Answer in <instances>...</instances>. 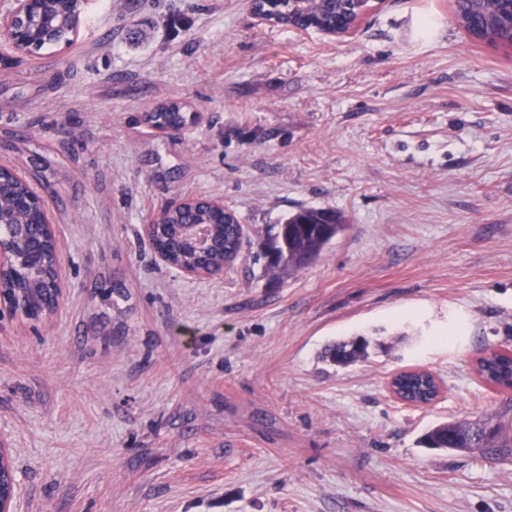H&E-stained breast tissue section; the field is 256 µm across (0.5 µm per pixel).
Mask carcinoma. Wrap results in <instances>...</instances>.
<instances>
[{"instance_id":"1","label":"carcinoma","mask_w":512,"mask_h":512,"mask_svg":"<svg viewBox=\"0 0 512 512\" xmlns=\"http://www.w3.org/2000/svg\"><path fill=\"white\" fill-rule=\"evenodd\" d=\"M315 0H269L267 9L283 25L322 32L344 33L358 15L363 0H325L316 7ZM459 23L469 33L502 46H512V13L506 0H454ZM177 103L161 107L150 116L159 127L172 126L182 120ZM233 216L214 214L204 209L177 210L168 223L155 234V243L165 249L174 262L190 264L197 261L190 242L191 225L212 224L214 234L208 250V262L218 265L240 252L244 234L240 226L230 223ZM346 229L345 216L332 209L305 207L290 215L282 224L269 228L263 245L267 267L274 272H298L316 261L325 247ZM369 342L364 337L334 342L323 352V358L337 365H349L368 355ZM479 377L487 382L512 380V352L504 351L479 359ZM422 377H404L400 388L419 400ZM419 443L426 448H486L494 456H512V422L441 423L422 434Z\"/></svg>"}]
</instances>
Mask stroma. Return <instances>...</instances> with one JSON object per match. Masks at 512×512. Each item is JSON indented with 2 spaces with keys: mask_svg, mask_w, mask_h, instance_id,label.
<instances>
[{
  "mask_svg": "<svg viewBox=\"0 0 512 512\" xmlns=\"http://www.w3.org/2000/svg\"><path fill=\"white\" fill-rule=\"evenodd\" d=\"M198 124L163 133L169 102ZM45 200L58 309L0 319L16 512H512V457L420 447L503 419L475 370L512 350V48L453 0H370L330 36L248 0H85L72 43L0 67V165ZM223 199V275L161 263L145 226ZM301 207L349 224L293 276L261 236ZM363 336L367 359L322 361ZM420 368L442 394L389 389Z\"/></svg>",
  "mask_w": 512,
  "mask_h": 512,
  "instance_id": "1",
  "label": "stroma"
}]
</instances>
